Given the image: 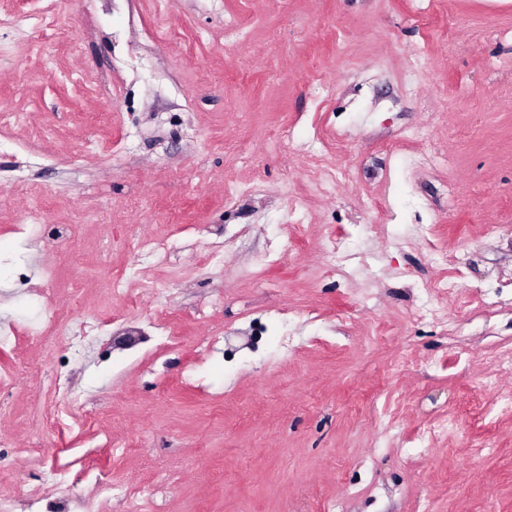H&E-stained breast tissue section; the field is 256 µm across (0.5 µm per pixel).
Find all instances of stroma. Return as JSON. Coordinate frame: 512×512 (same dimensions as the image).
Instances as JSON below:
<instances>
[{
    "mask_svg": "<svg viewBox=\"0 0 512 512\" xmlns=\"http://www.w3.org/2000/svg\"><path fill=\"white\" fill-rule=\"evenodd\" d=\"M0 105L19 119L0 143V369L45 372L0 395L16 512H130L143 490L148 512H512V406L482 385L512 390V288L485 305L512 275V0H0ZM8 255L75 329L118 316L142 343L34 344ZM427 301L441 318H411ZM162 306L181 348L156 346ZM93 459L129 497L101 502Z\"/></svg>",
    "mask_w": 512,
    "mask_h": 512,
    "instance_id": "35a3bbf8",
    "label": "stroma"
}]
</instances>
